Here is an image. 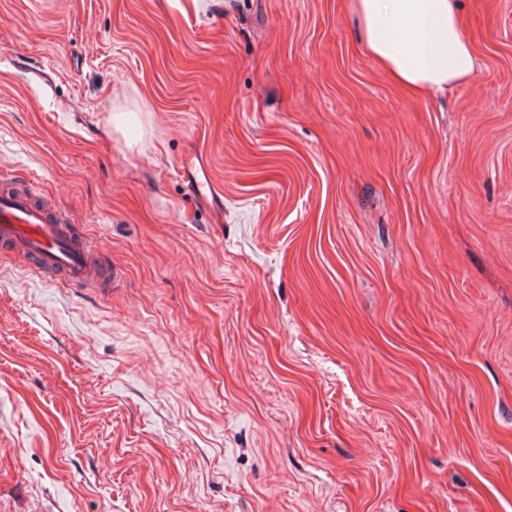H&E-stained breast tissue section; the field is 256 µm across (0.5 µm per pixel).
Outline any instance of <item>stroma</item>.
Here are the masks:
<instances>
[{
  "instance_id": "35a3bbf8",
  "label": "stroma",
  "mask_w": 512,
  "mask_h": 512,
  "mask_svg": "<svg viewBox=\"0 0 512 512\" xmlns=\"http://www.w3.org/2000/svg\"><path fill=\"white\" fill-rule=\"evenodd\" d=\"M460 22L415 96L350 0H0V168L122 273L0 257V512H512V0ZM183 172L184 177L187 178L189 182H193L198 187V189L200 187L208 189L211 198L209 204H211L214 214L220 221L223 217L224 212L223 200L221 197L222 194L217 188H215V186L210 181L208 173L203 164L200 162V160L198 158H195V161L191 163V165L186 164L185 166H183ZM216 199L220 201L221 206L216 205Z\"/></svg>"
}]
</instances>
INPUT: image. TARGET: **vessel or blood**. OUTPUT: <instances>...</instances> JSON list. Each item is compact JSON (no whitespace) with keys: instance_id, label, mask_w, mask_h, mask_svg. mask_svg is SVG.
<instances>
[{"instance_id":"1","label":"vessel or blood","mask_w":512,"mask_h":512,"mask_svg":"<svg viewBox=\"0 0 512 512\" xmlns=\"http://www.w3.org/2000/svg\"><path fill=\"white\" fill-rule=\"evenodd\" d=\"M183 172L188 181L208 189L214 214L222 215L221 193L205 167L188 164ZM0 254L25 256L29 267L52 283L101 287L115 276L102 262L99 244L70 224L59 208L41 200L29 182L0 191Z\"/></svg>"}]
</instances>
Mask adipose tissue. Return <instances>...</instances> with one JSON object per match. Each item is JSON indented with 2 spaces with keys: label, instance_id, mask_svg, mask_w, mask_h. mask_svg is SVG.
I'll list each match as a JSON object with an SVG mask.
<instances>
[{
  "label": "adipose tissue",
  "instance_id": "adipose-tissue-1",
  "mask_svg": "<svg viewBox=\"0 0 512 512\" xmlns=\"http://www.w3.org/2000/svg\"><path fill=\"white\" fill-rule=\"evenodd\" d=\"M352 6L365 49L413 92L437 93L472 75L456 0H353Z\"/></svg>",
  "mask_w": 512,
  "mask_h": 512
}]
</instances>
